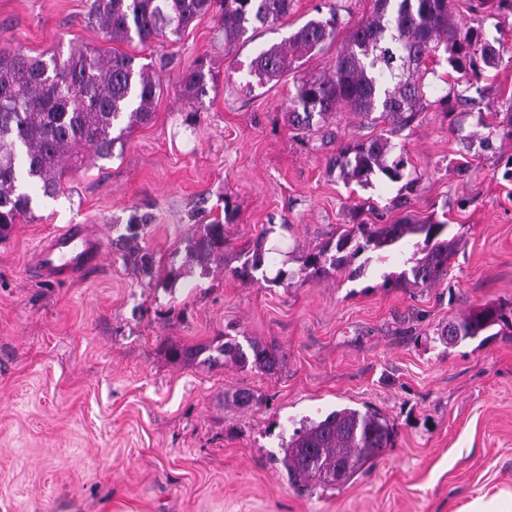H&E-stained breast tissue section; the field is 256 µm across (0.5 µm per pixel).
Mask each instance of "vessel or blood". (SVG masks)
Returning a JSON list of instances; mask_svg holds the SVG:
<instances>
[{"instance_id": "obj_1", "label": "vessel or blood", "mask_w": 512, "mask_h": 512, "mask_svg": "<svg viewBox=\"0 0 512 512\" xmlns=\"http://www.w3.org/2000/svg\"><path fill=\"white\" fill-rule=\"evenodd\" d=\"M103 243L92 227L67 228L59 232L38 254L43 276L52 282H66L96 264Z\"/></svg>"}]
</instances>
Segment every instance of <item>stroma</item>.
Segmentation results:
<instances>
[{
    "mask_svg": "<svg viewBox=\"0 0 512 512\" xmlns=\"http://www.w3.org/2000/svg\"><path fill=\"white\" fill-rule=\"evenodd\" d=\"M88 6L0 0V49L106 48ZM371 6L294 0L288 17L229 46L210 13L180 40L118 44L161 87L150 121L112 159L86 156L0 240V512H512V333L439 338L480 305L512 302V0H452L497 61L462 78L437 64L426 107L394 139L420 178L409 211L446 214L462 238L441 282L380 289L411 241L317 282L278 284L272 267L259 283L229 273L270 225L295 271L353 224L400 217L399 184L344 182L329 166L335 143L288 123L290 96L333 67L347 30L280 80L260 86L249 73L316 15L354 22ZM200 61L214 81L191 118L180 80ZM216 217L230 241L223 264L188 261L191 237ZM74 224L100 228L101 264L67 284L37 277L40 242ZM226 334L275 347L283 367L212 368L166 351ZM339 407L388 418L394 445L345 486L301 494L278 462L281 442Z\"/></svg>",
    "mask_w": 512,
    "mask_h": 512,
    "instance_id": "stroma-1",
    "label": "stroma"
}]
</instances>
